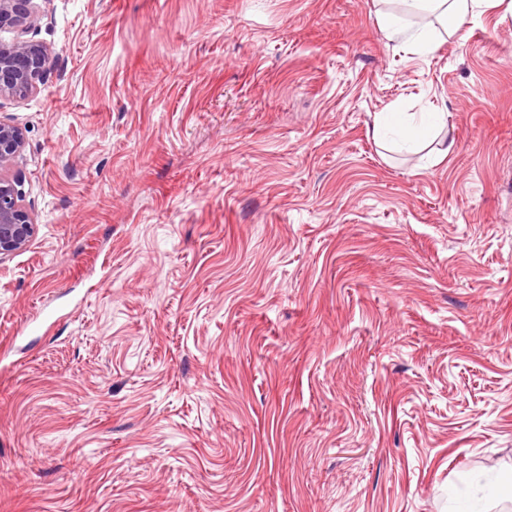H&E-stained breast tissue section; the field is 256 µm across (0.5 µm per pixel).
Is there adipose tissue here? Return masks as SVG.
I'll list each match as a JSON object with an SVG mask.
<instances>
[{
	"instance_id": "obj_1",
	"label": "adipose tissue",
	"mask_w": 512,
	"mask_h": 512,
	"mask_svg": "<svg viewBox=\"0 0 512 512\" xmlns=\"http://www.w3.org/2000/svg\"><path fill=\"white\" fill-rule=\"evenodd\" d=\"M492 0H395L393 7L381 11L379 23L389 40L413 45L424 51L439 48L470 18L479 16ZM440 112L413 122L402 113L388 111L373 117L372 134L382 138L399 132L405 146L416 144L428 131L442 124Z\"/></svg>"
}]
</instances>
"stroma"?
Returning a JSON list of instances; mask_svg holds the SVG:
<instances>
[{
  "label": "stroma",
  "instance_id": "35a3bbf8",
  "mask_svg": "<svg viewBox=\"0 0 512 512\" xmlns=\"http://www.w3.org/2000/svg\"><path fill=\"white\" fill-rule=\"evenodd\" d=\"M379 8L51 0L0 512H512V16L423 54ZM402 114L405 112H377L373 117L372 134L374 138L379 139L388 135L391 131L400 133L403 145L411 147L419 139L424 137L428 131L436 126H444L442 112H422L429 114L428 117L422 116L417 122L408 121Z\"/></svg>",
  "mask_w": 512,
  "mask_h": 512
}]
</instances>
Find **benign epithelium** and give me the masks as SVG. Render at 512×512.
Returning <instances> with one entry per match:
<instances>
[{
  "instance_id": "7a95c632",
  "label": "benign epithelium",
  "mask_w": 512,
  "mask_h": 512,
  "mask_svg": "<svg viewBox=\"0 0 512 512\" xmlns=\"http://www.w3.org/2000/svg\"><path fill=\"white\" fill-rule=\"evenodd\" d=\"M40 9L35 0H0V99L31 96L52 69L49 46L29 37ZM25 146L23 129L0 120V263L25 249L37 230L23 205L24 176L16 170Z\"/></svg>"
}]
</instances>
